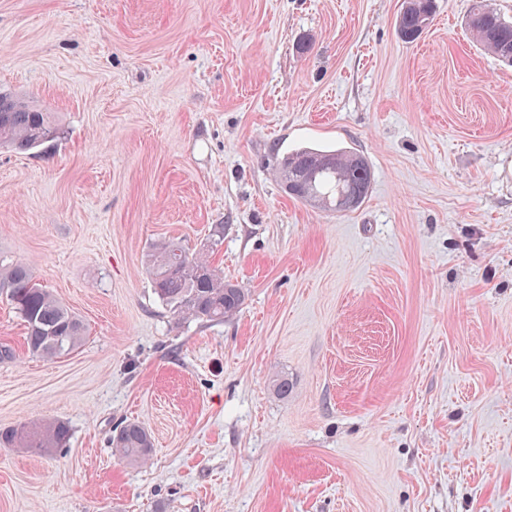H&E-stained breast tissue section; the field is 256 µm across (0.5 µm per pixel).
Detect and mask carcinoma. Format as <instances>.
Wrapping results in <instances>:
<instances>
[{
    "instance_id": "cac0c4a2",
    "label": "carcinoma",
    "mask_w": 512,
    "mask_h": 512,
    "mask_svg": "<svg viewBox=\"0 0 512 512\" xmlns=\"http://www.w3.org/2000/svg\"><path fill=\"white\" fill-rule=\"evenodd\" d=\"M434 17V0H408L396 21L398 36L411 41L419 36L422 20ZM468 27L485 50L512 65V18L492 7L490 0H473ZM56 114L45 112L17 96L0 92V148L27 152L59 139ZM288 196L325 211H353L364 201L371 172L362 156L346 150L301 148L277 162L275 170ZM224 239V226L214 228L210 244L191 253L175 240L156 245L148 268L154 293L182 319L222 322L235 316L246 296L238 285L224 280L209 260ZM0 295L24 321L30 355L57 358L81 343L82 320L36 282L21 261H0ZM70 440L69 426L60 420L24 422L0 430V447L48 455ZM119 460L131 465L150 459L153 449L147 427L139 421L121 426L112 435Z\"/></svg>"
}]
</instances>
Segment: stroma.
<instances>
[{
  "instance_id": "obj_1",
  "label": "stroma",
  "mask_w": 512,
  "mask_h": 512,
  "mask_svg": "<svg viewBox=\"0 0 512 512\" xmlns=\"http://www.w3.org/2000/svg\"><path fill=\"white\" fill-rule=\"evenodd\" d=\"M403 5L0 0V91L62 128L0 148V256L87 327L32 358L0 298V429L71 428L0 448V512H512V66L472 0L411 43ZM304 146L367 160L359 208L288 197ZM219 224L245 304L179 319L147 257ZM129 420L142 465L109 442ZM70 440L69 426L60 420L24 422L0 430V447L27 450L48 455L56 448H64ZM111 444L118 459L131 465L147 462L153 449L151 435L139 421H131L117 428Z\"/></svg>"
}]
</instances>
